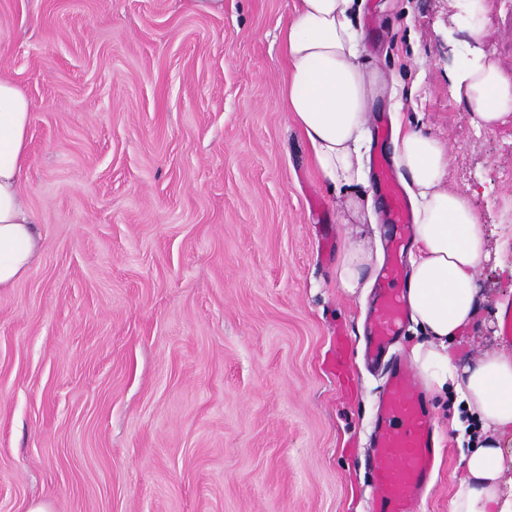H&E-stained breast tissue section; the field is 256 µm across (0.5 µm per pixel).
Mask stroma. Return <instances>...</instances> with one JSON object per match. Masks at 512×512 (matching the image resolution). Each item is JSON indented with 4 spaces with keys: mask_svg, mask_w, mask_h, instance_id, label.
<instances>
[{
    "mask_svg": "<svg viewBox=\"0 0 512 512\" xmlns=\"http://www.w3.org/2000/svg\"><path fill=\"white\" fill-rule=\"evenodd\" d=\"M371 104L451 142L449 187L485 229L480 311L457 365L512 354V122L477 127L448 74L474 44L449 0H372ZM295 0H0V78L34 105L24 193L38 262L0 289V512H373L364 465L383 368L363 360L372 288L351 243L392 233L375 185L352 216L286 112L279 32ZM444 452L417 509L451 512ZM380 261L379 252H373L363 243L352 245L337 268V279L341 288L354 292L363 283L364 273L368 269H374Z\"/></svg>",
    "mask_w": 512,
    "mask_h": 512,
    "instance_id": "stroma-1",
    "label": "stroma"
}]
</instances>
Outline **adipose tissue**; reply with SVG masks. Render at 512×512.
Instances as JSON below:
<instances>
[{"instance_id": "adipose-tissue-1", "label": "adipose tissue", "mask_w": 512, "mask_h": 512, "mask_svg": "<svg viewBox=\"0 0 512 512\" xmlns=\"http://www.w3.org/2000/svg\"><path fill=\"white\" fill-rule=\"evenodd\" d=\"M479 43L455 68L456 98L477 126L512 120V76L480 43L487 33L488 0H450ZM356 0H296L280 33L287 62L286 107L313 150L321 175L348 189L364 178L363 148L372 101L384 90L377 70L360 63L363 34L352 24ZM33 104L15 83L0 79V289L11 288L36 262L41 241L23 186L28 179ZM394 162L407 177L414 236L407 279L411 320L424 334L409 353L430 394L454 391L483 429L465 456L461 489L451 512H512V459L499 443L512 432V356L484 353L457 367L449 352L479 307L476 272L486 257L485 232L470 193L447 187L448 144L415 129H397ZM381 261L358 243L344 254L337 279L347 291Z\"/></svg>"}]
</instances>
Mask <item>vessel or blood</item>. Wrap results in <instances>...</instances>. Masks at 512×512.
I'll return each mask as SVG.
<instances>
[{
	"instance_id": "vessel-or-blood-1",
	"label": "vessel or blood",
	"mask_w": 512,
	"mask_h": 512,
	"mask_svg": "<svg viewBox=\"0 0 512 512\" xmlns=\"http://www.w3.org/2000/svg\"><path fill=\"white\" fill-rule=\"evenodd\" d=\"M374 167L380 196L397 229L389 248L391 260L384 270L385 286L380 289L371 313L368 355L377 363L385 361L384 356L400 334L405 319L404 302L394 283L401 275L400 251L406 238L413 234V216L386 157L376 155ZM387 363L372 451L365 466L373 475L375 512H416L434 462L432 417L414 372L397 361Z\"/></svg>"
}]
</instances>
